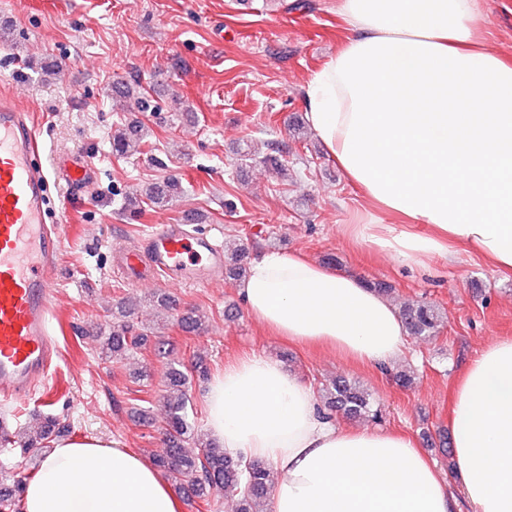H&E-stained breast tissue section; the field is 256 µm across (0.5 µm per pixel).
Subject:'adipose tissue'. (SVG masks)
<instances>
[{"label": "adipose tissue", "mask_w": 512, "mask_h": 512, "mask_svg": "<svg viewBox=\"0 0 512 512\" xmlns=\"http://www.w3.org/2000/svg\"><path fill=\"white\" fill-rule=\"evenodd\" d=\"M480 0H339L347 35L305 89L307 121L377 215L349 225L369 249L426 265L464 246L512 273V58L486 49ZM248 314L288 341L383 369L403 354L398 310L360 277L295 251L253 259ZM205 428L225 451L272 464L270 512H512V337L465 366L448 406L450 476L400 431L339 424L307 380L265 354L225 364ZM23 512H182L140 454L58 441Z\"/></svg>", "instance_id": "obj_1"}]
</instances>
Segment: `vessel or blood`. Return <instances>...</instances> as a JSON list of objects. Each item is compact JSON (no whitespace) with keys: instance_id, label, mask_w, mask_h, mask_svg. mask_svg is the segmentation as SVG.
Returning a JSON list of instances; mask_svg holds the SVG:
<instances>
[{"instance_id":"obj_1","label":"vessel or blood","mask_w":512,"mask_h":512,"mask_svg":"<svg viewBox=\"0 0 512 512\" xmlns=\"http://www.w3.org/2000/svg\"><path fill=\"white\" fill-rule=\"evenodd\" d=\"M36 129L21 102L0 99V397L20 402L48 376L49 332L60 238L46 224L50 181L84 196L96 166L80 151L36 167ZM124 273L136 284L166 280L174 288L224 279V246L188 224H166L147 254L126 250Z\"/></svg>"}]
</instances>
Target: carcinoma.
I'll return each instance as SVG.
<instances>
[{"mask_svg":"<svg viewBox=\"0 0 512 512\" xmlns=\"http://www.w3.org/2000/svg\"><path fill=\"white\" fill-rule=\"evenodd\" d=\"M116 88L129 104L144 107V92L139 85L118 82ZM146 147V134L139 125L119 127L112 135L111 151L115 156L141 154ZM260 163L278 175H286L283 150L278 146L261 157ZM183 193L182 183L169 178L148 187L143 199H127L125 205L136 210L143 205L163 208ZM224 260L225 277L234 281L245 278L250 262L246 249H236ZM399 313L409 335L418 338L438 333L441 316L433 303L425 300L411 301L402 306ZM129 317V311L121 305L119 316L112 319V325L107 328L96 327L88 332V335L99 341V356L118 359L147 341L150 332L135 326ZM178 324L187 332H201L205 329L203 316L195 311L179 318ZM207 374L208 367L201 358L197 359L189 371L181 369L175 362L168 365L163 395V430L168 449L166 455L154 458V464L175 482L177 489L196 498L205 500L213 490L221 489L235 494V512H267V500L277 480L273 468L260 462L245 467L241 460L226 454L216 442L195 432L189 391L194 378H204ZM322 396L328 410L339 411L346 418L370 416L375 419L379 416L378 408L374 406L369 394L355 380L340 377L323 388ZM67 431L69 424L66 419L46 414L40 419L36 435L23 442L21 451L31 460L41 458L52 438ZM23 495L24 485L21 482L11 492H0V512H22Z\"/></svg>","mask_w":512,"mask_h":512,"instance_id":"cac0c4a2","label":"carcinoma"}]
</instances>
